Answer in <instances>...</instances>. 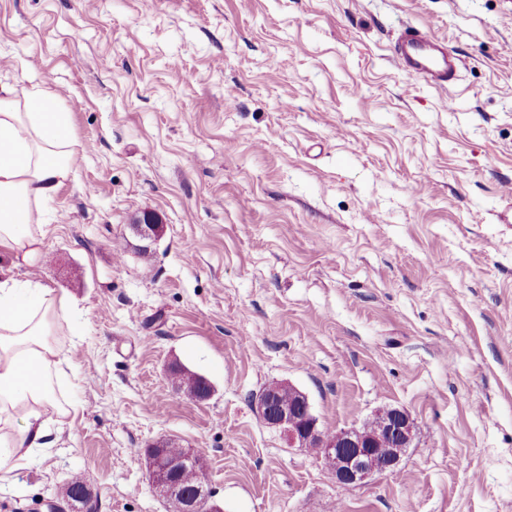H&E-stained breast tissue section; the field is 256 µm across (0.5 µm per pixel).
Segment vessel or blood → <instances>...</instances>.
Masks as SVG:
<instances>
[{
    "label": "vessel or blood",
    "instance_id": "b4317fda",
    "mask_svg": "<svg viewBox=\"0 0 512 512\" xmlns=\"http://www.w3.org/2000/svg\"><path fill=\"white\" fill-rule=\"evenodd\" d=\"M394 61L415 73L427 84L445 88L456 75L459 60L448 51L446 42L432 32L406 27L394 46Z\"/></svg>",
    "mask_w": 512,
    "mask_h": 512
}]
</instances>
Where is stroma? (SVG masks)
<instances>
[{
	"instance_id": "stroma-1",
	"label": "stroma",
	"mask_w": 512,
	"mask_h": 512,
	"mask_svg": "<svg viewBox=\"0 0 512 512\" xmlns=\"http://www.w3.org/2000/svg\"><path fill=\"white\" fill-rule=\"evenodd\" d=\"M408 26L459 57L448 88L394 63ZM3 86L55 93L77 145L14 270L73 302L69 413L0 512L75 475L97 512H169L161 440L223 512H512V0H0ZM275 383L326 432L399 408L416 436L336 483L259 416Z\"/></svg>"
}]
</instances>
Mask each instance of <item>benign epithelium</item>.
I'll return each mask as SVG.
<instances>
[{
    "instance_id": "7a95c632",
    "label": "benign epithelium",
    "mask_w": 512,
    "mask_h": 512,
    "mask_svg": "<svg viewBox=\"0 0 512 512\" xmlns=\"http://www.w3.org/2000/svg\"><path fill=\"white\" fill-rule=\"evenodd\" d=\"M284 384L267 387L256 401V409L269 425L278 427L288 437L292 446L310 448L317 452L337 482L357 485L375 473L397 468L400 458L413 439L415 422L401 409H391L384 414L380 426L373 432L364 429H342L332 435L322 430L305 393L290 385L293 400L284 404L279 391ZM170 443L158 442L147 453L149 476L154 488L167 499L181 498L183 512H197L192 499L175 479L179 464L191 454L172 455Z\"/></svg>"
}]
</instances>
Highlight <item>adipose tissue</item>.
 <instances>
[{
	"label": "adipose tissue",
	"instance_id": "1",
	"mask_svg": "<svg viewBox=\"0 0 512 512\" xmlns=\"http://www.w3.org/2000/svg\"><path fill=\"white\" fill-rule=\"evenodd\" d=\"M74 144L70 116L54 94L0 91V254L25 262L40 256L38 206L69 175ZM69 307L41 282L18 281L0 267V424L22 418L0 433V461L23 462L49 447L51 421L43 413L66 412L53 386L59 353L50 336L55 314Z\"/></svg>",
	"mask_w": 512,
	"mask_h": 512
}]
</instances>
